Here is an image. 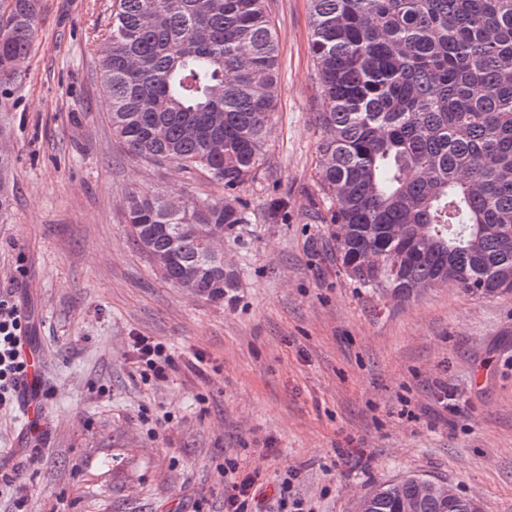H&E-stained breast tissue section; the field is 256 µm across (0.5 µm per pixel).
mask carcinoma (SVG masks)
<instances>
[{"mask_svg":"<svg viewBox=\"0 0 512 512\" xmlns=\"http://www.w3.org/2000/svg\"><path fill=\"white\" fill-rule=\"evenodd\" d=\"M336 261L359 287L407 299L454 282L512 293V0H309ZM40 0H0V88L21 73ZM112 137L135 156L202 171L225 197L129 190L125 222L175 287L233 301L238 271L208 254L205 227L249 222L236 191L264 160L278 98L269 0H114L93 27ZM0 118V214L12 204ZM409 474L369 492L366 512H477Z\"/></svg>","mask_w":512,"mask_h":512,"instance_id":"cac0c4a2","label":"carcinoma"}]
</instances>
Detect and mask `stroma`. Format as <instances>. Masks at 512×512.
Here are the masks:
<instances>
[{
    "mask_svg": "<svg viewBox=\"0 0 512 512\" xmlns=\"http://www.w3.org/2000/svg\"><path fill=\"white\" fill-rule=\"evenodd\" d=\"M110 5L42 0L31 57L0 95L14 117L0 289L29 318L46 392L43 434L0 415V473L20 472L30 512H222L228 459L260 471V512H276L291 469L320 512H354L408 474L512 512V295L441 284L402 300L338 271L308 0L270 3L278 102L264 162L237 192L250 221L224 243L240 275L229 305L166 283L128 233L130 189L203 201L224 187L113 139L90 41ZM276 198L282 224L268 218ZM135 336L168 346L165 380L141 377ZM443 383L456 412L436 403Z\"/></svg>",
    "mask_w": 512,
    "mask_h": 512,
    "instance_id": "35a3bbf8",
    "label": "stroma"
}]
</instances>
